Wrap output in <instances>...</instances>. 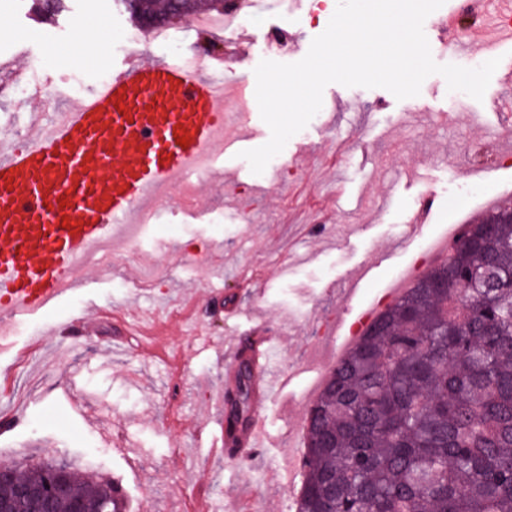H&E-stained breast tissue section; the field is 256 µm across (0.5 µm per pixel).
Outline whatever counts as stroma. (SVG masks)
<instances>
[{
	"instance_id": "stroma-1",
	"label": "stroma",
	"mask_w": 512,
	"mask_h": 512,
	"mask_svg": "<svg viewBox=\"0 0 512 512\" xmlns=\"http://www.w3.org/2000/svg\"><path fill=\"white\" fill-rule=\"evenodd\" d=\"M327 0H288L287 14L256 11L236 33L199 36L188 21L175 29L181 50L217 46L225 77L236 85L225 101L227 141L244 149L271 131L243 90L261 60L294 63L327 27ZM110 17L115 37L104 55L89 54L72 31L73 17ZM58 32L46 53L36 35ZM169 59L120 0H65L37 18L32 0H0V86L15 83L45 56L52 103L0 100V138L23 147L30 125L77 105L98 70L118 74L126 55ZM502 91L491 80L482 100L452 91L443 76L427 77L418 96L396 99L384 88L326 86L320 111L292 136L277 172L253 174L232 157L189 191L172 188L157 222L112 240L106 260L57 304L18 323L0 343V377L12 387L0 411L21 424L0 434V458L29 465L59 460L90 479L116 480L128 512H293L301 486L290 478L303 455L307 390L335 366L332 315L360 313L394 276L411 265L423 241L454 223V197L467 191L477 208L512 202V166L482 178L460 175L467 142L482 139L469 114L489 108ZM435 204L422 236L403 230L426 197ZM376 264L372 277L358 271ZM358 282L351 303L337 287ZM235 317L225 318V308ZM139 314L144 334L130 347L118 328H103L75 345L64 329L75 317ZM278 334L268 365L292 386L254 401L268 440L244 463L222 445L224 342L248 335L256 316Z\"/></svg>"
}]
</instances>
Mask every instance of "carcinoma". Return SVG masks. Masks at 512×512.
Returning a JSON list of instances; mask_svg holds the SVG:
<instances>
[{
    "label": "carcinoma",
    "mask_w": 512,
    "mask_h": 512,
    "mask_svg": "<svg viewBox=\"0 0 512 512\" xmlns=\"http://www.w3.org/2000/svg\"><path fill=\"white\" fill-rule=\"evenodd\" d=\"M153 30L197 0H123ZM329 372L308 410L296 512H512V223L469 224ZM251 365L240 363L225 419L251 423ZM47 482L55 465L18 469ZM94 512L105 480L70 470Z\"/></svg>",
    "instance_id": "carcinoma-1"
}]
</instances>
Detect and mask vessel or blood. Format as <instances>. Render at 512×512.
<instances>
[{"label":"vessel or blood","instance_id":"b4317fda","mask_svg":"<svg viewBox=\"0 0 512 512\" xmlns=\"http://www.w3.org/2000/svg\"><path fill=\"white\" fill-rule=\"evenodd\" d=\"M449 9L436 29L460 56L478 53L457 35ZM223 56L206 67L183 61L125 60L117 76L58 113L26 148L0 152V327L44 310L160 191L215 162L224 131ZM187 138L180 146L179 138ZM254 385L267 395V354L275 339L254 329ZM241 346L224 351L226 388L238 382Z\"/></svg>","mask_w":512,"mask_h":512}]
</instances>
